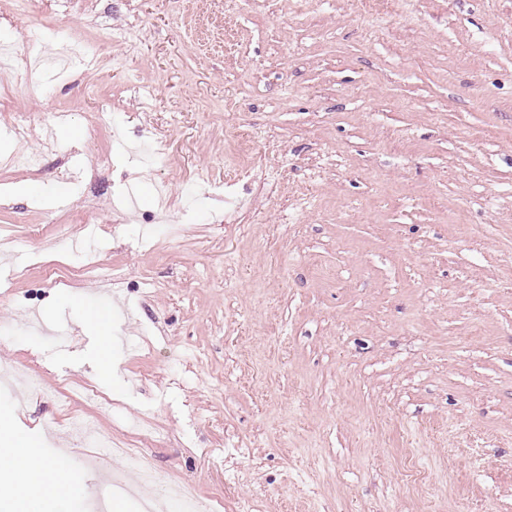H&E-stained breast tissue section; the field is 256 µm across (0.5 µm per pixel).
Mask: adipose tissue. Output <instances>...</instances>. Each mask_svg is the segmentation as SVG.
Wrapping results in <instances>:
<instances>
[{
  "label": "adipose tissue",
  "mask_w": 512,
  "mask_h": 512,
  "mask_svg": "<svg viewBox=\"0 0 512 512\" xmlns=\"http://www.w3.org/2000/svg\"><path fill=\"white\" fill-rule=\"evenodd\" d=\"M60 496H69L73 480L61 464L42 460L32 447L9 430L0 429V493L12 500L14 512H28L45 483Z\"/></svg>",
  "instance_id": "obj_1"
}]
</instances>
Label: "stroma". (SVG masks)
I'll use <instances>...</instances> for the list:
<instances>
[{
  "label": "stroma",
  "instance_id": "obj_1",
  "mask_svg": "<svg viewBox=\"0 0 512 512\" xmlns=\"http://www.w3.org/2000/svg\"><path fill=\"white\" fill-rule=\"evenodd\" d=\"M199 7L0 0V45L48 18L44 65L8 82L28 135L0 112V411L79 481L90 415L206 512H512V0ZM79 36L96 58L58 72ZM241 138L265 187L226 184ZM85 310L106 379L66 333ZM25 370L112 403L33 400ZM128 466L35 512H144Z\"/></svg>",
  "mask_w": 512,
  "mask_h": 512
}]
</instances>
